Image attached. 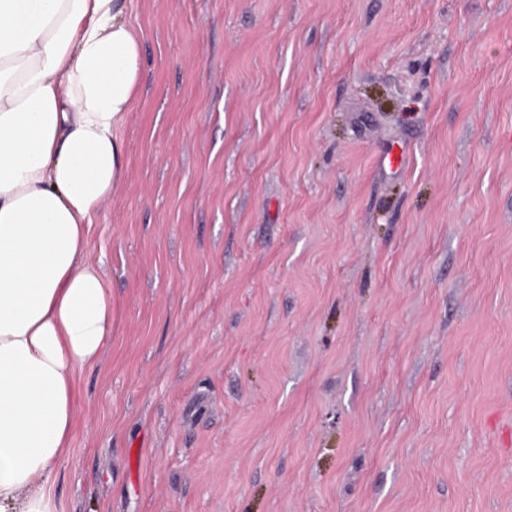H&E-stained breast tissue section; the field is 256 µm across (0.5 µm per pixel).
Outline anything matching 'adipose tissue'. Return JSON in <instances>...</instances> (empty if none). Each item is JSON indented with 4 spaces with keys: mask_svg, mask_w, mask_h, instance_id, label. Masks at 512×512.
Returning <instances> with one entry per match:
<instances>
[{
    "mask_svg": "<svg viewBox=\"0 0 512 512\" xmlns=\"http://www.w3.org/2000/svg\"><path fill=\"white\" fill-rule=\"evenodd\" d=\"M121 0H0V512H58L76 378L112 326L86 265L140 42Z\"/></svg>",
    "mask_w": 512,
    "mask_h": 512,
    "instance_id": "obj_1",
    "label": "adipose tissue"
}]
</instances>
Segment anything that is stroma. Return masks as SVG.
<instances>
[{
	"instance_id": "stroma-1",
	"label": "stroma",
	"mask_w": 512,
	"mask_h": 512,
	"mask_svg": "<svg viewBox=\"0 0 512 512\" xmlns=\"http://www.w3.org/2000/svg\"><path fill=\"white\" fill-rule=\"evenodd\" d=\"M123 8L59 512H512V0Z\"/></svg>"
}]
</instances>
